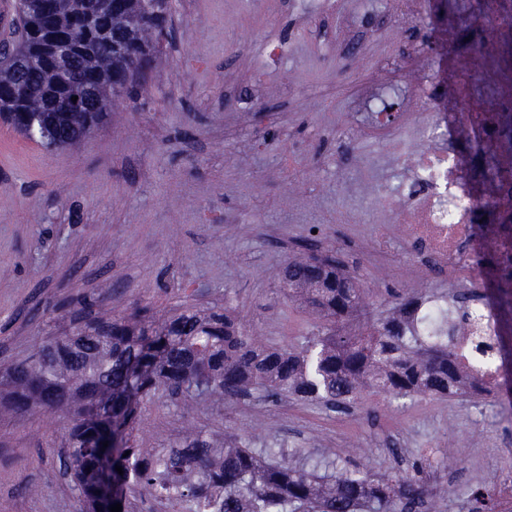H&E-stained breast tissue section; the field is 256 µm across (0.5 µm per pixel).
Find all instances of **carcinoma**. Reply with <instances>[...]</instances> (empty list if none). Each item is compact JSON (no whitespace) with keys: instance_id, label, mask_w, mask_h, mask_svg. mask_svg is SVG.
I'll return each instance as SVG.
<instances>
[{"instance_id":"obj_1","label":"carcinoma","mask_w":512,"mask_h":512,"mask_svg":"<svg viewBox=\"0 0 512 512\" xmlns=\"http://www.w3.org/2000/svg\"><path fill=\"white\" fill-rule=\"evenodd\" d=\"M109 2L100 12L97 0H50L46 11L39 0H18L23 36L3 43L14 61L0 64V116L17 132L36 134L47 147L72 146L112 98L133 93L125 83L127 54L168 35L154 18L170 14L172 0ZM312 260L290 258L278 273L280 287L320 319L299 349L263 344L227 306L173 316L139 310L60 336L23 362L0 364L8 381L0 405L18 416L38 409L69 417L67 468L92 512L115 503L127 512L128 496L143 492L182 512H412L431 495L416 476L373 478L337 464L321 475L281 460V448L263 449L262 460L228 434L220 446L201 430L154 454L133 439L138 413L161 390L200 403L259 389L332 409L348 408L368 389L464 394L451 336L467 320L463 308L449 335L418 336L421 299L370 319L363 291L339 261Z\"/></svg>"}]
</instances>
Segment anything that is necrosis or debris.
Wrapping results in <instances>:
<instances>
[{"mask_svg": "<svg viewBox=\"0 0 512 512\" xmlns=\"http://www.w3.org/2000/svg\"><path fill=\"white\" fill-rule=\"evenodd\" d=\"M500 0H481L484 38L437 71L421 52L384 73L383 93L359 116L362 138L392 141L409 132L414 149L395 156L408 177L398 190L380 188L381 209L398 224L414 267L441 279L449 294L464 293L469 319L455 352L461 386L498 395L506 382L499 358L502 336L512 333V144L500 147L512 123V79L495 64ZM488 138L483 167H473L453 144L464 130ZM502 210L498 224H481L483 208Z\"/></svg>", "mask_w": 512, "mask_h": 512, "instance_id": "obj_1", "label": "necrosis or debris"}]
</instances>
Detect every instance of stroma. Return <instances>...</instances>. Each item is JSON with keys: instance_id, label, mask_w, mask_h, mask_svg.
Here are the masks:
<instances>
[{"instance_id": "35a3bbf8", "label": "stroma", "mask_w": 512, "mask_h": 512, "mask_svg": "<svg viewBox=\"0 0 512 512\" xmlns=\"http://www.w3.org/2000/svg\"><path fill=\"white\" fill-rule=\"evenodd\" d=\"M429 2L422 25L403 26L388 0H174L149 78L78 146L49 149L0 122V363L143 307L228 305L268 344L300 346L319 319L276 274L311 252L338 253L375 316L431 290L395 230L372 236L382 218L357 158L392 147L357 139L354 122L369 79L415 48L437 56L439 25L461 3ZM345 201L358 223L332 222ZM69 424L0 411V512H80ZM188 426L373 476L422 461L421 512H485L478 488L512 512V417L499 400L364 391L335 411L256 391L189 409L163 394L136 443L167 448Z\"/></svg>"}]
</instances>
